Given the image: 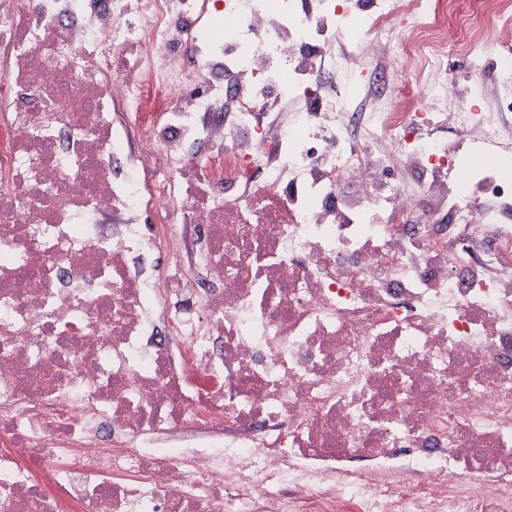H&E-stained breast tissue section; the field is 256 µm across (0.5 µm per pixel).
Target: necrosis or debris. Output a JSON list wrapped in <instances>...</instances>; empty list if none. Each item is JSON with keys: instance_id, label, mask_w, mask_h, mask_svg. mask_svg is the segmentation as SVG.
<instances>
[{"instance_id": "4bbe7bcc", "label": "necrosis or debris", "mask_w": 512, "mask_h": 512, "mask_svg": "<svg viewBox=\"0 0 512 512\" xmlns=\"http://www.w3.org/2000/svg\"><path fill=\"white\" fill-rule=\"evenodd\" d=\"M480 15L0 0V512H512V0Z\"/></svg>"}]
</instances>
